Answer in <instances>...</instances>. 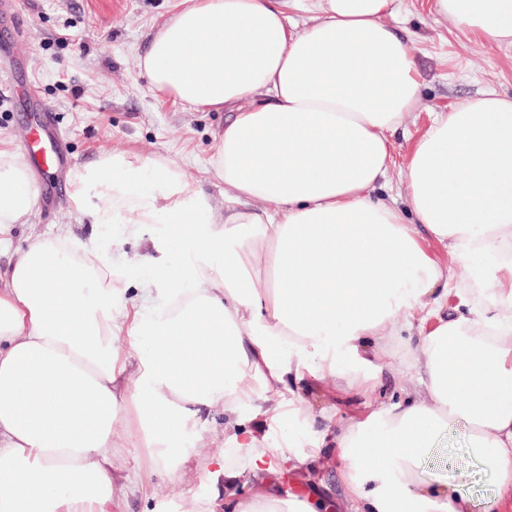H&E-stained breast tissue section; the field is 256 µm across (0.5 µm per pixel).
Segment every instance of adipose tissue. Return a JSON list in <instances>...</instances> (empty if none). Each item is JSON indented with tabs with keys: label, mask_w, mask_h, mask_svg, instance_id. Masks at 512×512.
<instances>
[{
	"label": "adipose tissue",
	"mask_w": 512,
	"mask_h": 512,
	"mask_svg": "<svg viewBox=\"0 0 512 512\" xmlns=\"http://www.w3.org/2000/svg\"><path fill=\"white\" fill-rule=\"evenodd\" d=\"M300 2L185 0L137 58L155 94L232 112L209 159L231 205L217 210L160 157L104 154L73 171L93 223L130 238L205 227L189 262L135 284L132 319L112 314L125 278L94 237L35 239L0 282V512H105L132 489L113 463L130 433L150 472L170 473L188 424L217 405L233 450L215 459L224 512H324L271 491L285 457L268 442L271 392L343 380L369 393L395 344L413 372L405 400L326 431L300 464L337 454L352 512H470L420 473L422 449L462 422L497 476L487 512H512V98L438 117L407 161L405 205L389 203L391 139L419 100L410 44L387 23L400 0H315L297 29L286 9ZM435 10L512 44V0ZM38 197L25 155L0 151V227L26 223ZM482 260L489 291L458 274Z\"/></svg>",
	"instance_id": "ef3b65f1"
}]
</instances>
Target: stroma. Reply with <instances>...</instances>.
<instances>
[{
  "label": "stroma",
  "instance_id": "obj_1",
  "mask_svg": "<svg viewBox=\"0 0 512 512\" xmlns=\"http://www.w3.org/2000/svg\"><path fill=\"white\" fill-rule=\"evenodd\" d=\"M183 5V0H17L24 38L13 41L9 30L0 26V52L11 44L17 47L15 59L0 55V146L22 147L32 106L23 88L32 82L41 101L56 111L72 165H90L112 152L162 157L177 164L216 204H223L224 184L208 174L207 161L226 113L201 112L156 96L136 65L156 30ZM393 25L411 40L421 83L416 108L392 138L397 169L388 179L391 195L399 200L406 189L397 170L405 166L436 116L483 92L512 96V45L464 35L455 22L436 13L434 0H405ZM38 185L43 192L29 223L0 231L1 275L32 238L63 226L81 239L97 236L113 267L124 270L131 281L148 275V261L180 265L193 254L196 235L190 225L149 224L140 238L127 240L120 225L92 223L76 211L70 196L52 199L45 191L46 180ZM406 385L394 355L380 362L371 400L346 387L337 391L336 403L379 410L399 400ZM223 425V408L202 411L189 430L210 438L211 444L206 449L187 444L181 467L171 475L146 476L147 452L137 441H129L115 464L145 479L135 492L108 505L107 512H186L192 503L201 505L203 512H224V498L216 493L221 480L206 460L207 454L224 452V442L217 437ZM324 429L323 421L302 416L272 424L270 440L284 438L289 443L276 489L291 486L308 496L319 493L332 512H347L349 492L341 460L322 459L316 485L308 482L296 461ZM421 469L426 477L448 481L469 500L472 512H485L496 489L495 475L475 456L461 423L436 438Z\"/></svg>",
  "mask_w": 512,
  "mask_h": 512
}]
</instances>
